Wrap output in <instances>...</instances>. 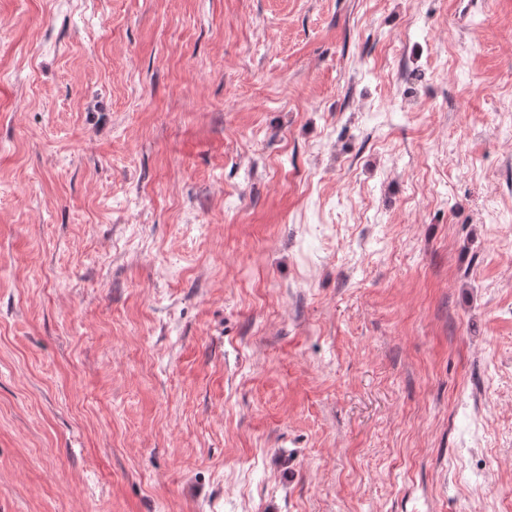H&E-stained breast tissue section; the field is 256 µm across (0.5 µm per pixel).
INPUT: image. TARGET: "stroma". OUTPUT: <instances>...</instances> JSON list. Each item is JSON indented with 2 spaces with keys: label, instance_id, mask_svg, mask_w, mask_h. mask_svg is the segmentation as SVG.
Returning <instances> with one entry per match:
<instances>
[{
  "label": "stroma",
  "instance_id": "stroma-1",
  "mask_svg": "<svg viewBox=\"0 0 512 512\" xmlns=\"http://www.w3.org/2000/svg\"><path fill=\"white\" fill-rule=\"evenodd\" d=\"M0 512H512V0H0Z\"/></svg>",
  "mask_w": 512,
  "mask_h": 512
}]
</instances>
